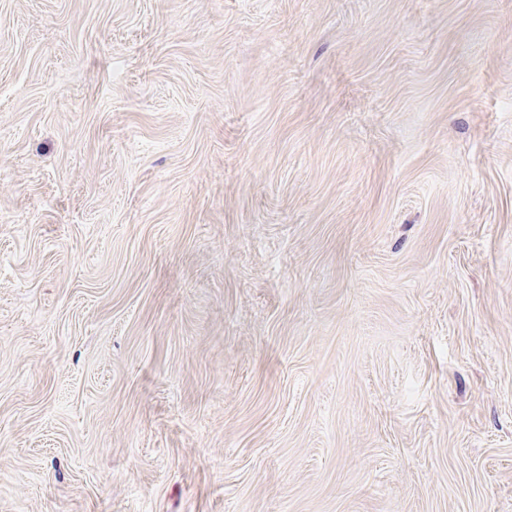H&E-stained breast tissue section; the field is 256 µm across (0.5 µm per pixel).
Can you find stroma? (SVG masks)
I'll use <instances>...</instances> for the list:
<instances>
[{"mask_svg": "<svg viewBox=\"0 0 512 512\" xmlns=\"http://www.w3.org/2000/svg\"><path fill=\"white\" fill-rule=\"evenodd\" d=\"M0 512H512V0H0Z\"/></svg>", "mask_w": 512, "mask_h": 512, "instance_id": "obj_1", "label": "stroma"}]
</instances>
